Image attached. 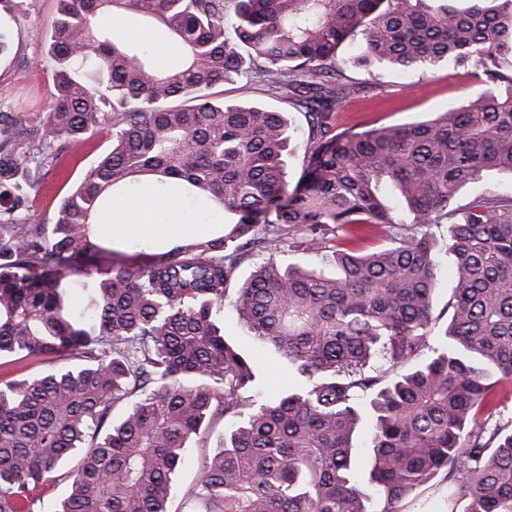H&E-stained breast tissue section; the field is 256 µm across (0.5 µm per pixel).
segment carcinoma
Segmentation results:
<instances>
[{
    "instance_id": "obj_1",
    "label": "carcinoma",
    "mask_w": 512,
    "mask_h": 512,
    "mask_svg": "<svg viewBox=\"0 0 512 512\" xmlns=\"http://www.w3.org/2000/svg\"><path fill=\"white\" fill-rule=\"evenodd\" d=\"M60 0L49 34L53 108L0 113V354L56 367L0 387V512H172L187 448L186 512H401L438 476L463 512H512V424L489 425L512 381V0ZM234 14V37L224 16ZM161 29L176 57L105 30L106 14ZM351 39L367 65L448 59L486 85L426 121L337 130L359 90L336 64ZM245 78L306 111L293 141L279 112L227 101ZM112 151L60 203L52 229L18 212L40 182L27 151L64 152L103 128ZM302 173L288 191V159ZM203 202L214 233L133 263L97 224L134 182ZM376 231L388 244L357 247ZM319 255L334 272L257 265L254 251ZM453 287L443 331L434 298ZM72 276L91 280L75 314ZM306 378L257 401V373L224 336V302ZM382 355L394 377L370 372ZM374 416L363 479L354 439ZM119 419L113 414L117 408ZM68 490L43 510L44 487ZM229 426L230 423H224V419H216L212 423L208 432L204 435V438L194 442L192 444V448H188V464L181 470L176 478L177 500L174 508H178L180 506V498L194 478V469L192 467L193 460L202 449L211 450L216 447ZM201 446H204L205 448H201Z\"/></svg>"
}]
</instances>
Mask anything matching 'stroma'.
<instances>
[{
    "instance_id": "35a3bbf8",
    "label": "stroma",
    "mask_w": 512,
    "mask_h": 512,
    "mask_svg": "<svg viewBox=\"0 0 512 512\" xmlns=\"http://www.w3.org/2000/svg\"><path fill=\"white\" fill-rule=\"evenodd\" d=\"M11 10L0 9V25L11 36L12 48L0 56V113L47 112L53 107L48 92L52 65L48 59L47 35L56 15L57 0H11ZM337 63L359 86L338 112L339 129L366 130L383 125L425 121L451 106L464 104L480 93L482 86L466 69L443 61L427 71L406 73L362 63L351 42L338 49ZM224 95L244 102H257L286 113L297 140L308 136L303 112L287 101L270 96L259 86L239 80L226 84ZM112 147V134L103 129L71 144L59 158L36 157L30 168L40 179L21 217L29 224L51 223L62 199L85 172ZM224 331L255 362L262 378L259 391L270 397L281 391L304 386V379L268 347L249 336L232 309L224 311Z\"/></svg>"
}]
</instances>
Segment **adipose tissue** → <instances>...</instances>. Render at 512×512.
Masks as SVG:
<instances>
[{
	"instance_id": "obj_1",
	"label": "adipose tissue",
	"mask_w": 512,
	"mask_h": 512,
	"mask_svg": "<svg viewBox=\"0 0 512 512\" xmlns=\"http://www.w3.org/2000/svg\"><path fill=\"white\" fill-rule=\"evenodd\" d=\"M157 205V200L146 190L129 196L120 205L124 214L123 222L102 225L103 237L115 235L151 247H158L177 237H189L208 232V225L185 223L180 206L172 201L166 204L165 220H157L154 216Z\"/></svg>"
}]
</instances>
